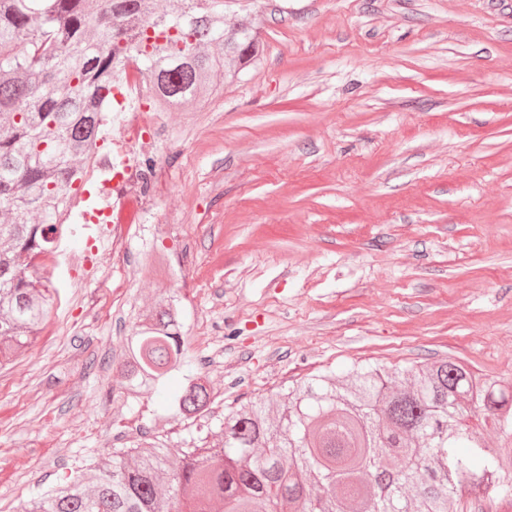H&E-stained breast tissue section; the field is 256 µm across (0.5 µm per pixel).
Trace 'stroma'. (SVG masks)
I'll return each mask as SVG.
<instances>
[{
	"label": "stroma",
	"mask_w": 512,
	"mask_h": 512,
	"mask_svg": "<svg viewBox=\"0 0 512 512\" xmlns=\"http://www.w3.org/2000/svg\"><path fill=\"white\" fill-rule=\"evenodd\" d=\"M247 20L261 56L160 115V235L132 231L127 264L87 279L79 217L50 265L60 303L0 367V512L187 437L151 422L182 375L134 406L116 389L163 295L225 411L355 361L512 381V0H254Z\"/></svg>",
	"instance_id": "obj_1"
}]
</instances>
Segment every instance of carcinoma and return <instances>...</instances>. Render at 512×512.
<instances>
[{"label":"carcinoma","instance_id":"cac0c4a2","mask_svg":"<svg viewBox=\"0 0 512 512\" xmlns=\"http://www.w3.org/2000/svg\"><path fill=\"white\" fill-rule=\"evenodd\" d=\"M245 0H0V359L36 338L58 300L47 267L59 220L89 180L127 62L152 97L177 108L218 91L260 52L256 29L227 15ZM161 297L117 367L134 401L190 365L172 302ZM250 403L177 448H115L15 512H452L467 487L512 498V448H487L467 419L512 431V382L452 359L389 369L356 362ZM210 394L190 376L171 412L187 420ZM263 448L265 453L256 454Z\"/></svg>","mask_w":512,"mask_h":512}]
</instances>
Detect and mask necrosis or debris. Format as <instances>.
Listing matches in <instances>:
<instances>
[{
  "label": "necrosis or debris",
  "mask_w": 512,
  "mask_h": 512,
  "mask_svg": "<svg viewBox=\"0 0 512 512\" xmlns=\"http://www.w3.org/2000/svg\"><path fill=\"white\" fill-rule=\"evenodd\" d=\"M151 92L136 64H129L112 118L111 156L94 155L93 176L99 180L105 200L103 208L92 210L89 221L98 227L99 241L111 242L112 258L126 259L128 227L152 210L153 198L149 187L161 166L160 159L146 161L144 152L159 134L155 114L143 106Z\"/></svg>",
  "instance_id": "1"
}]
</instances>
